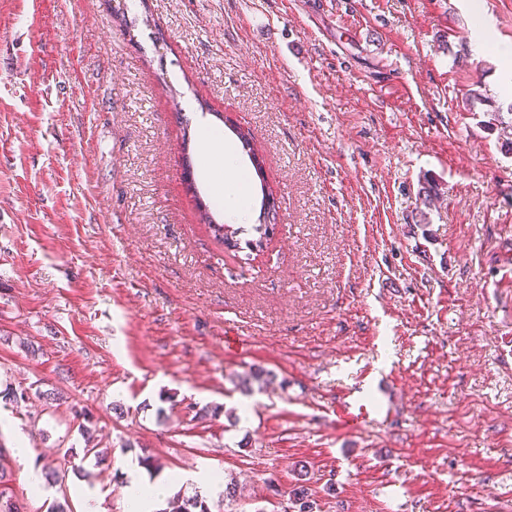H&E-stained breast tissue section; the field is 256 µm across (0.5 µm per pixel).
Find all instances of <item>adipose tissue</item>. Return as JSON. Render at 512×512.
Segmentation results:
<instances>
[{"label": "adipose tissue", "mask_w": 512, "mask_h": 512, "mask_svg": "<svg viewBox=\"0 0 512 512\" xmlns=\"http://www.w3.org/2000/svg\"><path fill=\"white\" fill-rule=\"evenodd\" d=\"M126 484L124 488L126 512H152L155 504L166 493L170 484L178 483L198 489L217 492L223 490L224 481L214 473H171L168 479L149 481L143 467L136 462L125 465Z\"/></svg>", "instance_id": "adipose-tissue-1"}]
</instances>
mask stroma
Returning a JSON list of instances; mask_svg holds the SVG:
<instances>
[{"label": "stroma", "mask_w": 512, "mask_h": 512, "mask_svg": "<svg viewBox=\"0 0 512 512\" xmlns=\"http://www.w3.org/2000/svg\"><path fill=\"white\" fill-rule=\"evenodd\" d=\"M123 3L121 25L114 0H0V390L30 395L0 401V447L22 512H81L83 486L123 512L146 452L235 478L241 512H285L264 480L298 461L320 512H512V0ZM226 116L280 201L255 258L198 224L216 189L182 174L206 136L236 143ZM258 368L263 390L235 387ZM67 454L81 472L33 494L29 468Z\"/></svg>", "instance_id": "obj_1"}]
</instances>
